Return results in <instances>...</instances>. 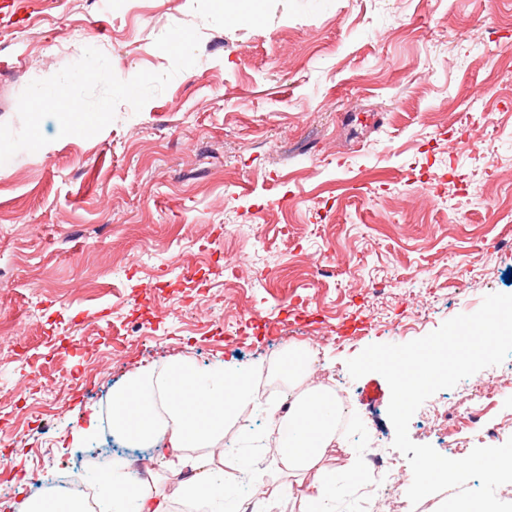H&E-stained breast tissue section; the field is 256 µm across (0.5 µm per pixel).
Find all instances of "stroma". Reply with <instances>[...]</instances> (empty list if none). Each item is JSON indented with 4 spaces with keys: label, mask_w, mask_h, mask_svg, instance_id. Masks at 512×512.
Masks as SVG:
<instances>
[{
    "label": "stroma",
    "mask_w": 512,
    "mask_h": 512,
    "mask_svg": "<svg viewBox=\"0 0 512 512\" xmlns=\"http://www.w3.org/2000/svg\"><path fill=\"white\" fill-rule=\"evenodd\" d=\"M23 2L0 18V123L15 130L24 88L84 47L127 80L170 69L154 41L172 25L201 43L141 112L119 104L89 139L45 119L48 144L0 165V512L59 472L92 474L94 446L126 450L106 420L130 379L158 383L180 357L263 360L284 401L279 352L308 339L352 421L321 461L327 507L368 512L367 450L412 471L386 380L352 378L347 360L512 294V0ZM492 376L512 379V355L425 401L448 418L414 415L410 439L454 457L458 404ZM266 406L243 403L224 438L241 456L262 448L276 486L289 477Z\"/></svg>",
    "instance_id": "stroma-1"
}]
</instances>
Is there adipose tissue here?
Instances as JSON below:
<instances>
[{
	"instance_id": "adipose-tissue-1",
	"label": "adipose tissue",
	"mask_w": 512,
	"mask_h": 512,
	"mask_svg": "<svg viewBox=\"0 0 512 512\" xmlns=\"http://www.w3.org/2000/svg\"><path fill=\"white\" fill-rule=\"evenodd\" d=\"M287 377L302 391L293 398L287 418L272 414L267 419V430L275 434L277 442L273 461L292 476L314 473L311 491L305 497L306 512H323L321 504L329 497L334 481L317 466L334 440L336 402L325 392L304 388L305 376L298 369H289ZM252 392L242 370L219 365L204 373L188 361L171 365L157 398H149L143 382L127 384L112 396L114 426L134 442L164 441L170 466L178 472L191 469V477L171 491H162L154 481L129 471L127 462L116 457L109 477L99 482L95 501L76 495H43L27 501V512H170L176 500L209 512H224V497L219 493L225 483L224 470L214 461L224 455L219 441L225 423L236 419L239 405L250 399ZM161 410L166 412V420H159ZM192 448L206 449L207 454L201 459L187 458L186 452ZM263 470L261 457H253L246 476L259 496L255 512H286L291 486L282 484L266 491Z\"/></svg>"
}]
</instances>
